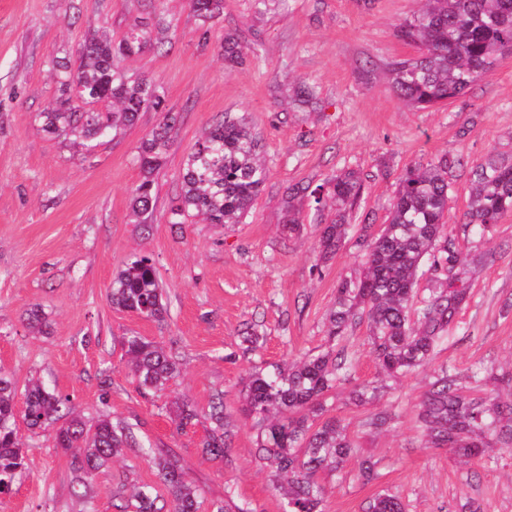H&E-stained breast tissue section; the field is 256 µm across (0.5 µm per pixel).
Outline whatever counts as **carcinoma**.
<instances>
[{"mask_svg":"<svg viewBox=\"0 0 512 512\" xmlns=\"http://www.w3.org/2000/svg\"><path fill=\"white\" fill-rule=\"evenodd\" d=\"M191 7L206 24L223 13V0H191ZM151 26L160 32L168 29L160 17L138 21L114 42L99 35L92 16H87L88 35L78 61L57 64V101L37 115L45 135L74 136L89 150L112 131L133 126L140 113H162L138 146L142 180L132 206L144 218L156 204L155 176L172 147L175 118L164 111L166 94L160 83L130 74L113 60L142 54ZM396 35L423 53L392 63L393 92L408 105L431 107L462 94L495 68L500 54L512 50V0H426L422 10L396 26ZM220 48L224 60L234 64L242 59L236 34H224ZM460 165V159L443 156L409 167L398 183L388 223L375 233L367 225L361 228L364 271L337 288L328 318L327 350L261 366L246 376L238 413L256 432L259 461L270 470L273 487L283 498V512H325L321 474L326 471L339 476L352 463L363 483L378 480L376 463L357 456L342 421L326 416L327 395L351 378L353 358L345 341L353 325L367 323L376 376L354 386L352 401L372 405L382 382L429 363L448 324L468 303L466 256L443 222L451 173ZM266 179L257 133L244 117L226 112L187 155L170 223L183 224L188 217L201 215L210 224H241ZM361 189L354 169L331 181L324 206L334 218L321 230V258L334 255L347 237L351 225L345 223L346 213L356 206ZM511 212L512 158L491 155L473 170L464 231L484 237ZM424 276L436 287L419 298L417 286ZM109 300L116 309L158 323L168 314L158 273L147 255L133 256L116 272ZM121 347L129 372L145 395L165 391L180 375L178 360L158 341L125 336ZM469 379L474 383L472 393L463 390L456 374L440 369L417 409L426 447L445 448L460 462L479 458L495 445L512 447V403L494 402L487 391L490 385L512 384V371L479 370ZM201 416L185 401L173 405L171 421L184 432ZM202 417L209 422L203 452L213 461L230 463L237 423L224 405V391H215ZM393 418L390 410L381 409L368 417L366 425L382 431ZM21 423L33 433L54 431L55 446L70 457L73 481L84 494H89L102 469L132 448L155 469L167 496L150 485L123 491L118 494L124 500L120 512H198L199 489L168 450L142 444L132 426L108 416L86 421L72 410L68 396L41 379L21 390L2 373L0 496L9 494L25 474ZM362 512H405V506L397 493L383 489L363 503Z\"/></svg>","mask_w":512,"mask_h":512,"instance_id":"carcinoma-1","label":"carcinoma"}]
</instances>
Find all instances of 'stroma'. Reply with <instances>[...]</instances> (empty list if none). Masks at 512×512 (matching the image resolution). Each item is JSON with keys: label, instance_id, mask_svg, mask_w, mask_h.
<instances>
[{"label": "stroma", "instance_id": "stroma-1", "mask_svg": "<svg viewBox=\"0 0 512 512\" xmlns=\"http://www.w3.org/2000/svg\"><path fill=\"white\" fill-rule=\"evenodd\" d=\"M421 0H270L255 13L252 0H224V12L203 29L189 0H0V371L17 384L41 377L68 395L86 419L107 415L134 425L142 441L171 449L199 486L203 512H281L282 498L258 463L250 423L238 424L231 465L204 455L203 426L176 433L167 410L185 398L205 411L223 391L228 409L240 402L252 367L282 363L327 349V317L336 289L359 276L364 248L349 234L327 261L318 239L331 215L313 192L344 167L363 179L347 221L380 229L405 169L443 155L461 158L454 170L450 230L466 219L472 167L492 154L512 155V52L462 95L429 108L403 104L390 88L391 62L418 56L396 25ZM159 13L166 32L151 31L143 54L123 69L166 89L165 111L177 119L174 144L157 178V205L137 221L131 199L141 180L137 147L160 113L86 153L38 130L37 115L58 95L57 62L78 57L85 15L120 39L134 21ZM239 34L244 62L224 66L220 41ZM316 86L318 103L294 107L299 82ZM246 117L259 133L268 178L243 223L209 224L202 217L169 222L180 191L179 172L202 132L224 113ZM301 229L289 232V219ZM490 249L488 264L470 280L471 298L432 361L393 381L380 405L395 416L370 430L371 407L348 401L353 385L373 380L375 363L365 324L347 337L356 368L328 403L342 418L361 457L380 477L365 484L353 473L329 474L325 512H360L381 488L398 492L407 512H512V449L457 462L426 447L416 421L419 401L440 366L461 375L485 368L512 370V213L490 237L461 241L462 251ZM136 253L151 256L165 289L168 315L157 323L112 307L115 273ZM42 305L45 334L27 326ZM266 341L243 351L247 324ZM163 342L182 365L159 397L142 396L122 359L121 337ZM108 370L109 384L99 372ZM31 449L26 475L0 497V512H115L119 484H157L154 468L134 454L101 473L91 497L71 481L70 459L49 433L22 431Z\"/></svg>", "mask_w": 512, "mask_h": 512}]
</instances>
